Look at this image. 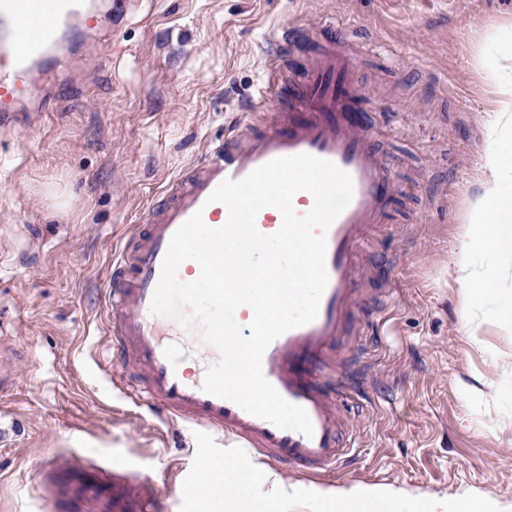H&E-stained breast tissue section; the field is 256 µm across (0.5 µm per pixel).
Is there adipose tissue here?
Returning a JSON list of instances; mask_svg holds the SVG:
<instances>
[{"instance_id": "obj_1", "label": "adipose tissue", "mask_w": 512, "mask_h": 512, "mask_svg": "<svg viewBox=\"0 0 512 512\" xmlns=\"http://www.w3.org/2000/svg\"><path fill=\"white\" fill-rule=\"evenodd\" d=\"M484 81L493 94L497 114L483 154L479 189L470 202L469 226L460 238L458 263L467 266L478 254H489L493 263L461 278L459 286L466 308L488 307L501 317L503 329L512 328L506 311L512 292L501 288L502 272L512 264V25L490 27L479 44ZM262 475L259 486L224 485L225 512H284L290 499L303 496L319 512H382L396 506L403 512H501V504L489 493L448 497H417L393 486L356 485L347 489L314 484L291 485L266 466L250 463Z\"/></svg>"}]
</instances>
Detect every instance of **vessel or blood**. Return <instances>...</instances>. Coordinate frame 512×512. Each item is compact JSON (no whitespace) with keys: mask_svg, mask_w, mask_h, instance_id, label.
I'll use <instances>...</instances> for the list:
<instances>
[{"mask_svg":"<svg viewBox=\"0 0 512 512\" xmlns=\"http://www.w3.org/2000/svg\"><path fill=\"white\" fill-rule=\"evenodd\" d=\"M140 0H114V32L139 15ZM91 31L97 15L85 0H0V129L28 123L19 104L40 112L54 109L52 94L35 76L48 67L71 25ZM309 32L288 24L275 31L268 73L246 112L231 118L210 139L199 160L167 183L140 224L126 228L100 290V319L112 361V383L138 408L156 419L201 429L228 448H241L267 464L325 477L340 472L355 442L342 417L354 387L356 355L335 362L331 351L344 336L352 313L381 306L388 289L362 295L357 267L368 228L384 223L397 184L368 118L358 107L363 90L357 61L328 29L318 46ZM310 154L333 162L353 181V197L326 232L328 284L314 321L278 337L263 357V372L289 402L302 406L312 436L281 429L235 403L202 389L207 368L219 358L204 342L200 327L184 328L152 313L172 235L195 212L213 228L224 225L228 209L211 201L227 179L240 180L268 161ZM97 512H115V498L88 481L58 492L60 512H81L86 502Z\"/></svg>","mask_w":512,"mask_h":512,"instance_id":"vessel-or-blood-1","label":"vessel or blood"}]
</instances>
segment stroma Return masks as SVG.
<instances>
[{
    "mask_svg": "<svg viewBox=\"0 0 512 512\" xmlns=\"http://www.w3.org/2000/svg\"><path fill=\"white\" fill-rule=\"evenodd\" d=\"M97 4L98 30L78 32L45 76L49 89L69 82L61 110L24 136L0 131V320L18 347L0 391V512H49L47 489L95 477L205 512L192 486L224 450L114 390L99 288L125 225L244 109L268 34L290 22L345 35L399 189L365 259L373 286L390 262L387 309L336 344L340 359L363 345L367 365L354 459L319 484L488 492L512 512V337L467 319L456 282L494 117L473 47L512 22V0H146L116 55L110 4ZM476 373L487 389L464 393Z\"/></svg>",
    "mask_w": 512,
    "mask_h": 512,
    "instance_id": "1",
    "label": "stroma"
}]
</instances>
